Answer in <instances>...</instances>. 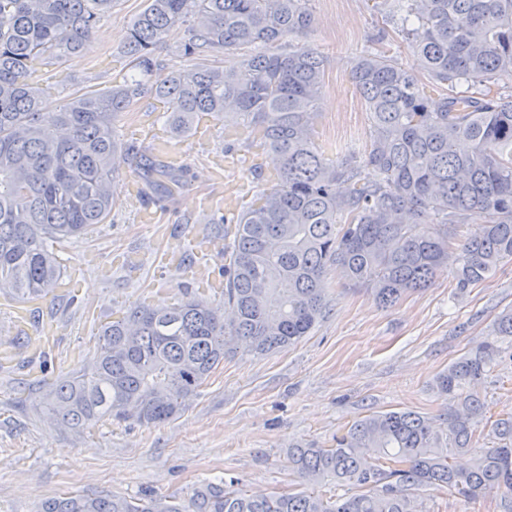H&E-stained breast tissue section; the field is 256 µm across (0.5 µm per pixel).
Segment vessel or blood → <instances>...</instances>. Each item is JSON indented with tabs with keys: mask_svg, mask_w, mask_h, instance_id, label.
<instances>
[{
	"mask_svg": "<svg viewBox=\"0 0 512 512\" xmlns=\"http://www.w3.org/2000/svg\"><path fill=\"white\" fill-rule=\"evenodd\" d=\"M152 154L162 156L176 168L186 163L184 153L175 140L168 137L153 139L150 143ZM228 162L224 155H214L208 164V174L213 185L219 188L217 197L207 199V209L223 214H237L244 206L245 185L231 178ZM210 243L207 239L193 236L183 239L179 251L159 256L158 262L165 267L189 269L193 278H206L210 275L207 252ZM43 301L34 297L27 302L10 306L11 327L21 334V343H0V368L14 366L21 353L39 356L45 353L57 334V323L52 319L36 320L35 315L41 309Z\"/></svg>",
	"mask_w": 512,
	"mask_h": 512,
	"instance_id": "obj_1",
	"label": "vessel or blood"
}]
</instances>
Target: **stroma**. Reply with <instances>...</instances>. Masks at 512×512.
<instances>
[{"mask_svg":"<svg viewBox=\"0 0 512 512\" xmlns=\"http://www.w3.org/2000/svg\"><path fill=\"white\" fill-rule=\"evenodd\" d=\"M374 0H311L308 40L327 57L318 104L315 142L325 156L364 152L369 115L349 77L351 62L372 47L379 21ZM144 0H114L79 57L42 67L33 81L61 103L77 89L120 86L132 74L125 50L129 22ZM154 97L135 101L115 122L126 145L147 150L153 135L173 129ZM224 118L212 120L207 143L180 135L188 180L158 221L141 224L137 205L116 196L107 223L59 251L64 276L78 287L48 297L44 316L56 319V348L34 363L20 359L0 370V512H38L40 502L64 493H117L129 498L152 490L186 496L214 477H234L248 493L267 495L296 484L287 449L314 442L331 448L357 418L412 410L435 419L445 399L436 376L467 354L493 329L495 317L512 309V263L458 292L447 268L429 288L382 308L372 292L349 286L338 268L325 275L329 302L309 336L281 352L259 356L246 348L226 356L173 420L159 426L97 423L76 434L51 421L40 399L59 379L86 366L104 326L136 306L170 305L201 284L181 271L156 264L155 253L180 236L209 235L215 246L212 276L224 275V226L205 209L217 189L207 176V153L237 156L233 176L259 194L264 181L252 171V142L224 136ZM112 267L101 279L96 267ZM473 388L485 395L494 416L512 415V344ZM420 512H497L494 496L470 500L445 490L418 492Z\"/></svg>","mask_w":512,"mask_h":512,"instance_id":"obj_1","label":"stroma"}]
</instances>
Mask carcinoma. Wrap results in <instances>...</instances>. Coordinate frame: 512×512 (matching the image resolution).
Instances as JSON below:
<instances>
[{
	"label": "carcinoma",
	"mask_w": 512,
	"mask_h": 512,
	"mask_svg": "<svg viewBox=\"0 0 512 512\" xmlns=\"http://www.w3.org/2000/svg\"><path fill=\"white\" fill-rule=\"evenodd\" d=\"M395 3L398 20L379 9L376 43L403 38L413 63L378 48L353 62L371 140L363 156L330 163L312 139L327 61L306 42H288L311 30L310 0H145L126 42L137 77L59 107L33 75L76 56L112 0H0V289L22 298L49 292L62 267L46 240L82 238L106 223L122 150L114 122L147 94L168 100L178 134L201 112L232 111L261 130L278 174L277 188L236 224L224 266L231 320L196 294L127 312L102 330L90 366L46 391L43 409L60 424L81 432L100 421L174 418L239 346L264 355L307 336L326 308L329 264L391 307L428 287L441 265L462 292L512 262V0ZM192 17L198 24L172 49L194 64L162 72L157 43ZM238 48L248 55L224 68L219 56ZM421 73L437 84L439 101H428ZM365 168L378 177L365 179ZM138 176L163 203L186 171L150 159ZM507 339L512 310L497 316L493 337L439 375L448 400L441 424L412 411L374 412L334 448H289L301 491L248 495L231 477L184 499L68 493L39 512H417L413 492L427 487L493 494L499 512H512V417H487V402L470 388ZM322 482L330 484L324 493L315 489ZM347 485L356 492L336 493Z\"/></svg>",
	"instance_id": "obj_1"
}]
</instances>
